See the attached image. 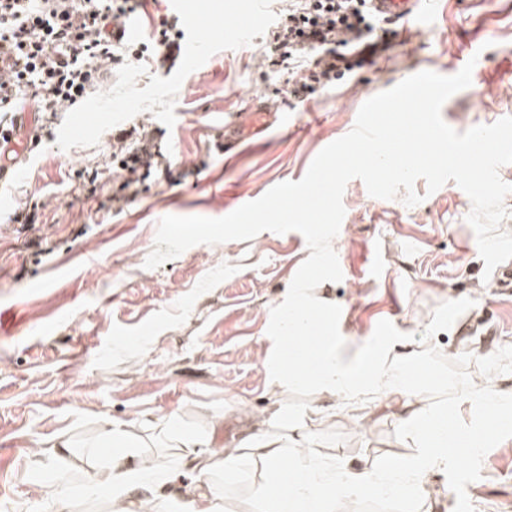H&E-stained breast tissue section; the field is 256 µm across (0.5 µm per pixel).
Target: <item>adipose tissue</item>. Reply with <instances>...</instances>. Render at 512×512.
<instances>
[{
	"label": "adipose tissue",
	"mask_w": 512,
	"mask_h": 512,
	"mask_svg": "<svg viewBox=\"0 0 512 512\" xmlns=\"http://www.w3.org/2000/svg\"><path fill=\"white\" fill-rule=\"evenodd\" d=\"M335 321V311L311 307L301 282L291 285L275 315L273 344L282 345L312 330L319 340L310 348L268 353L270 388L312 386L320 391L323 402L341 400L355 406L383 392L400 396L397 417L405 433L418 442L417 454L383 470H347L319 458L303 435L283 438L270 434V423H289L287 410L276 404L268 414L256 418L253 431L241 445L196 456L197 479L185 512H222L215 474L246 473L258 466L264 469L258 488L266 505L264 512H331L330 503L339 499L351 502L362 495L389 497L413 512L427 492L431 474L447 468L454 448L464 447L470 457L482 447L486 431L512 430V394L482 381L450 386L451 395L481 412L473 428L454 427L448 421L447 404L435 401L412 381L416 352L399 353L385 343L347 356L334 335ZM130 446L126 431L116 426L86 448L87 456L105 460L91 476L93 495L111 499L114 512H128L132 505L139 512H173L170 504L152 493L160 478L129 467Z\"/></svg>",
	"instance_id": "ef3b65f1"
}]
</instances>
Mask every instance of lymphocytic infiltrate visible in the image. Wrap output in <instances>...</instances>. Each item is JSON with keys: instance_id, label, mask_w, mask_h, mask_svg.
<instances>
[{"instance_id": "f902f5d3", "label": "lymphocytic infiltrate", "mask_w": 512, "mask_h": 512, "mask_svg": "<svg viewBox=\"0 0 512 512\" xmlns=\"http://www.w3.org/2000/svg\"><path fill=\"white\" fill-rule=\"evenodd\" d=\"M367 0H288L261 47L263 65L290 71L284 94L304 101L345 75L371 64L388 47V25L371 15ZM131 0H0V159L15 161L23 133L19 113L56 115L79 104L121 65L154 51L175 62L180 19L162 20L152 44L130 46L124 36ZM124 176L113 201L139 193L140 170L162 155L148 135L123 130L115 137Z\"/></svg>"}]
</instances>
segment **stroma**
Segmentation results:
<instances>
[{
    "label": "stroma",
    "instance_id": "obj_1",
    "mask_svg": "<svg viewBox=\"0 0 512 512\" xmlns=\"http://www.w3.org/2000/svg\"><path fill=\"white\" fill-rule=\"evenodd\" d=\"M425 4L424 28L397 32L358 78L289 109L287 123L230 154L214 145L225 119L249 97L278 106L274 91L288 74L262 65L258 36L214 54L183 81L173 128L149 111L129 119L153 132L170 168L152 173L127 204L111 201V132L96 146L64 151L52 128L19 157L14 176L0 180V312L15 322L0 334V512H110L90 491L97 464L80 449L113 424L135 443L132 467L168 470L158 495H186L196 473L158 427L168 415L217 452L276 401L317 454L350 469L416 453L385 397L359 411L340 403L324 412L310 387L270 395L266 336L282 292L310 255L302 234L200 244L154 269L144 261L162 217L219 218L300 180L321 149L352 129L366 97L420 69L447 76L475 62L473 83L444 103V121L466 128L512 116V0ZM414 190L423 200L408 207L371 197L361 180L347 184L332 242L343 278L315 294L341 306L350 350L372 347L373 326L383 320L403 349L420 352V381L484 376L512 388V302L482 280L466 221L471 202L452 181L431 193L420 179ZM25 207L37 216L28 234L9 221ZM65 440L75 452L57 456ZM262 474L221 480L223 512H260ZM55 477L65 482L63 496L37 493L39 481ZM430 482L448 493L427 498L423 512H512V433L490 435L478 456Z\"/></svg>",
    "mask_w": 512,
    "mask_h": 512
}]
</instances>
